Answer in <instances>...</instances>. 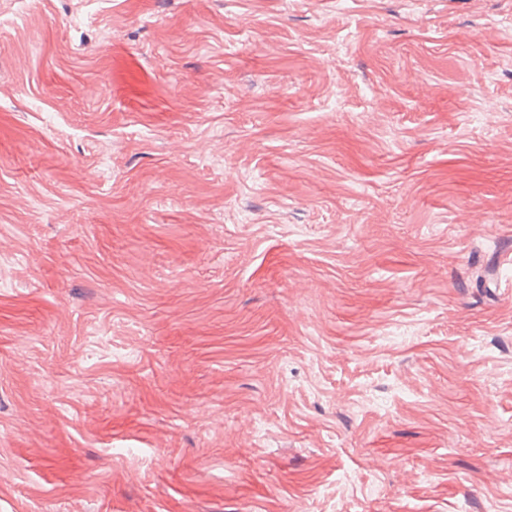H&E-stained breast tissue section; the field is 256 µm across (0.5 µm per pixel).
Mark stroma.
<instances>
[{
  "instance_id": "obj_1",
  "label": "stroma",
  "mask_w": 512,
  "mask_h": 512,
  "mask_svg": "<svg viewBox=\"0 0 512 512\" xmlns=\"http://www.w3.org/2000/svg\"><path fill=\"white\" fill-rule=\"evenodd\" d=\"M506 252L512 0H0V512H512Z\"/></svg>"
}]
</instances>
